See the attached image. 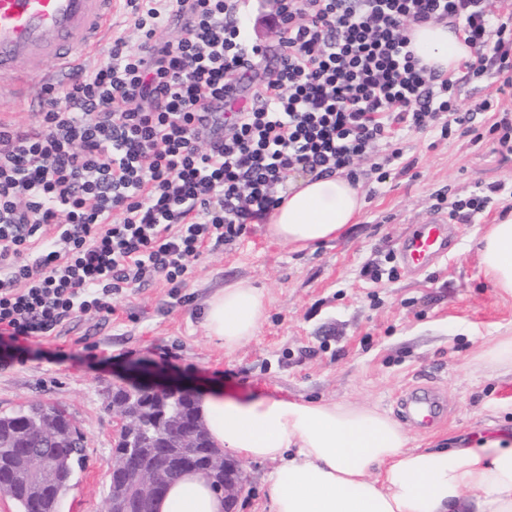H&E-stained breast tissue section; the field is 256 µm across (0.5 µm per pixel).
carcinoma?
<instances>
[{
    "mask_svg": "<svg viewBox=\"0 0 512 512\" xmlns=\"http://www.w3.org/2000/svg\"><path fill=\"white\" fill-rule=\"evenodd\" d=\"M112 398L125 403L130 409L144 406L162 408L169 417L180 421L192 432L203 427L198 403L192 396H179L161 401L156 394L144 392L136 386L117 388ZM83 437L74 426L70 415L56 405L30 404L11 412L0 413V497L13 500L18 512H58L60 500L67 490L75 472L82 464ZM116 452H129L140 462L154 463L162 457H177L184 449L170 443L164 448L158 445L156 432H144L128 441L122 437L115 445ZM196 460L192 471L205 474L212 481H224V475L208 471L205 459L223 453L206 437L201 447L194 449ZM25 455L41 457L45 467L41 471L46 488L36 496L17 482L12 475L14 461Z\"/></svg>",
    "mask_w": 512,
    "mask_h": 512,
    "instance_id": "carcinoma-1",
    "label": "carcinoma"
}]
</instances>
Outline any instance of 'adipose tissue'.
<instances>
[{"instance_id": "adipose-tissue-1", "label": "adipose tissue", "mask_w": 512, "mask_h": 512, "mask_svg": "<svg viewBox=\"0 0 512 512\" xmlns=\"http://www.w3.org/2000/svg\"><path fill=\"white\" fill-rule=\"evenodd\" d=\"M410 48L420 64L457 73L471 48L452 22L413 27ZM363 208L344 176L308 175L293 181L266 218L277 241L301 248L335 241ZM479 264L490 282L512 295V215L489 225ZM266 312L251 282L228 284L207 303L208 336L231 350L254 336ZM207 435L245 458L275 462L266 478L272 512H512V436H479L452 448H409L390 415L373 407L270 395L200 396ZM156 512H224V497L200 473L171 484Z\"/></svg>"}]
</instances>
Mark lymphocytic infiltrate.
<instances>
[{
    "label": "lymphocytic infiltrate",
    "mask_w": 512,
    "mask_h": 512,
    "mask_svg": "<svg viewBox=\"0 0 512 512\" xmlns=\"http://www.w3.org/2000/svg\"><path fill=\"white\" fill-rule=\"evenodd\" d=\"M505 2L275 0L271 47L246 38L243 0H125L138 46L111 39L105 61L45 88L34 123H0V344L111 311L158 277L183 287L189 259L244 237L293 173L354 180L376 152L385 183L401 132L466 134L495 112L512 152ZM444 19L475 51L462 79L490 60L504 76L467 110L459 81L410 49L412 26ZM170 25L179 36L159 39Z\"/></svg>",
    "instance_id": "1"
}]
</instances>
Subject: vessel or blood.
<instances>
[{
    "instance_id": "vessel-or-blood-1",
    "label": "vessel or blood",
    "mask_w": 512,
    "mask_h": 512,
    "mask_svg": "<svg viewBox=\"0 0 512 512\" xmlns=\"http://www.w3.org/2000/svg\"><path fill=\"white\" fill-rule=\"evenodd\" d=\"M115 0H0V84L25 92L33 82L58 85L67 67L96 52L112 31ZM447 217L416 225L400 243L404 264L421 271L447 256ZM407 419L425 425L441 415L434 394L415 393L402 403Z\"/></svg>"
}]
</instances>
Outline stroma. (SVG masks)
<instances>
[{"label": "stroma", "mask_w": 512, "mask_h": 512, "mask_svg": "<svg viewBox=\"0 0 512 512\" xmlns=\"http://www.w3.org/2000/svg\"><path fill=\"white\" fill-rule=\"evenodd\" d=\"M491 123L489 114L477 117V142L436 131L406 135L399 146L410 169L383 184L369 173L373 157L362 159V215L336 241L296 250L272 239L261 221L241 240L191 261L179 292L158 281L28 348L0 346V412L58 404L83 433L86 460L59 512H109L117 440L111 395L134 383L258 390L376 407L396 418L410 390L429 389L440 396L444 417L427 428L405 422L413 448L471 439L493 422L511 428L512 376L492 350L512 336V296L485 277L477 255L485 226L512 211V152L501 151ZM498 183L504 191L483 211H454L456 200ZM446 214L455 236L446 258L378 282L364 276L413 225ZM239 280L264 289L266 314L255 336L228 351L207 336L203 311L213 294ZM58 347L69 360L49 361ZM237 463L247 483L233 512H271L265 480L274 462Z\"/></svg>", "instance_id": "35a3bbf8"}]
</instances>
